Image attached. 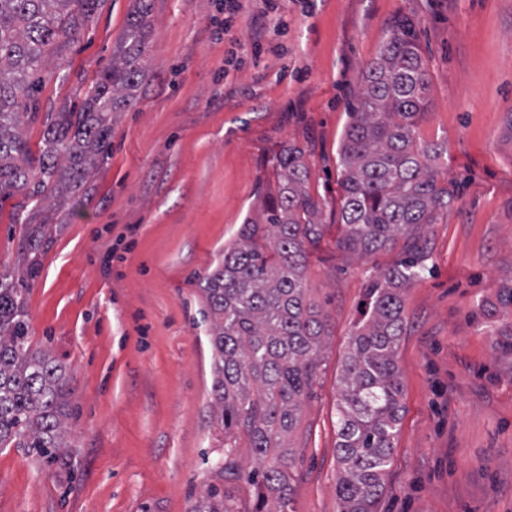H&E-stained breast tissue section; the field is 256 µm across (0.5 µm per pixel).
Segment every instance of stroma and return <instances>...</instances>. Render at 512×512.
I'll return each instance as SVG.
<instances>
[{
	"label": "stroma",
	"mask_w": 512,
	"mask_h": 512,
	"mask_svg": "<svg viewBox=\"0 0 512 512\" xmlns=\"http://www.w3.org/2000/svg\"><path fill=\"white\" fill-rule=\"evenodd\" d=\"M135 0H99L60 38L25 126L38 151L47 115L79 108L112 65ZM274 11L284 25L265 31ZM411 18L427 63L417 136L444 142L437 223L357 259L336 244L339 149L361 73L393 23ZM146 76L112 124L111 149L52 213L23 194L0 203V274L44 226L28 287L32 348L71 377L68 448L37 461L0 448V512H189L222 455L200 277L275 188L270 159L305 148L326 229L309 248L307 298L328 331L313 393L289 438L291 512H339L338 379L370 280L410 246L422 277L404 292L397 364L403 416L377 512H512V333L498 290L512 280V0H152ZM224 482L251 512L245 475Z\"/></svg>",
	"instance_id": "35a3bbf8"
}]
</instances>
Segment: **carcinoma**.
<instances>
[{
  "label": "carcinoma",
  "mask_w": 512,
  "mask_h": 512,
  "mask_svg": "<svg viewBox=\"0 0 512 512\" xmlns=\"http://www.w3.org/2000/svg\"><path fill=\"white\" fill-rule=\"evenodd\" d=\"M98 0H0V200L23 191L32 202L57 204L75 195L111 145L114 114L133 97L145 73L151 0H136L112 67L84 96L79 112H58L45 126L38 165L23 137L34 115V89L60 35L92 16ZM429 75L415 24L394 23L362 74L359 102L340 147L342 224L337 245L362 259L435 224L448 212V189L437 185L435 162L448 152L417 140L428 112ZM305 151L283 145L272 156L276 189L260 215L247 219L240 242L199 278L213 357L212 412L223 434L220 478L239 476L235 448L246 439L259 467L251 512H288L296 429L311 394L325 325L306 299L308 253L324 233L322 206L307 190ZM420 256H405L366 288L339 381L340 512H377L403 406L396 360L403 333V291L421 277ZM38 274L35 260L20 275H0V448H22L53 460L68 447L70 377L29 343L25 295L18 283ZM192 512H236L210 486Z\"/></svg>",
  "instance_id": "1"
}]
</instances>
